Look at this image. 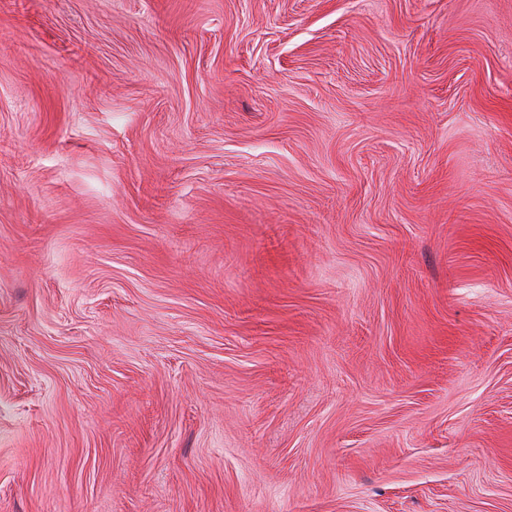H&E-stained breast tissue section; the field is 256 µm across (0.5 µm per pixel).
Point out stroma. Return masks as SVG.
<instances>
[{
	"mask_svg": "<svg viewBox=\"0 0 512 512\" xmlns=\"http://www.w3.org/2000/svg\"><path fill=\"white\" fill-rule=\"evenodd\" d=\"M0 512H512V0H0Z\"/></svg>",
	"mask_w": 512,
	"mask_h": 512,
	"instance_id": "1",
	"label": "stroma"
}]
</instances>
